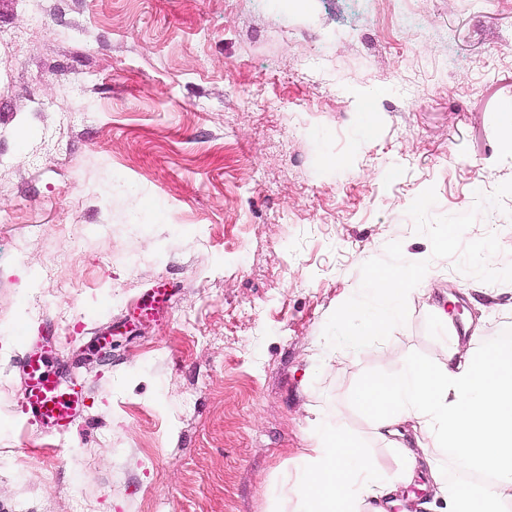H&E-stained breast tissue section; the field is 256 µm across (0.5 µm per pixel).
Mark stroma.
<instances>
[{
	"label": "stroma",
	"mask_w": 512,
	"mask_h": 512,
	"mask_svg": "<svg viewBox=\"0 0 512 512\" xmlns=\"http://www.w3.org/2000/svg\"><path fill=\"white\" fill-rule=\"evenodd\" d=\"M0 28V512H279L320 420L394 472L417 432L378 436L358 382L439 362L443 313L475 352L512 331V284L407 214L512 180V0H0ZM490 233L512 256V196L464 238ZM392 242L430 263L405 324L328 346ZM44 335L88 395L62 438L21 410ZM432 463L461 479L431 451L383 512H435ZM171 290L172 288L165 282L148 290L138 301L142 313L146 316L158 314L165 307L167 300L171 299Z\"/></svg>",
	"instance_id": "obj_1"
}]
</instances>
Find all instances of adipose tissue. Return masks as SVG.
<instances>
[{"mask_svg":"<svg viewBox=\"0 0 512 512\" xmlns=\"http://www.w3.org/2000/svg\"><path fill=\"white\" fill-rule=\"evenodd\" d=\"M446 359L443 365L410 359L391 376L368 377L354 400L380 428L416 420L424 447L452 454L477 475V482L452 484L432 467L446 512H505L512 501V336L479 354L448 348ZM413 465V455L404 454L395 475L384 474L336 424L317 432L294 480L283 482L281 498L295 502V512H363L367 500L408 479Z\"/></svg>","mask_w":512,"mask_h":512,"instance_id":"adipose-tissue-1","label":"adipose tissue"}]
</instances>
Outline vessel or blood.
I'll use <instances>...</instances> for the list:
<instances>
[{
  "label": "vessel or blood",
  "instance_id": "obj_1",
  "mask_svg": "<svg viewBox=\"0 0 512 512\" xmlns=\"http://www.w3.org/2000/svg\"><path fill=\"white\" fill-rule=\"evenodd\" d=\"M171 296L168 284L148 290L139 300L144 315L158 314ZM50 343L38 344L19 361L24 378L23 412L31 424L45 431L64 435L80 417L84 406L81 388L53 367Z\"/></svg>",
  "mask_w": 512,
  "mask_h": 512
}]
</instances>
